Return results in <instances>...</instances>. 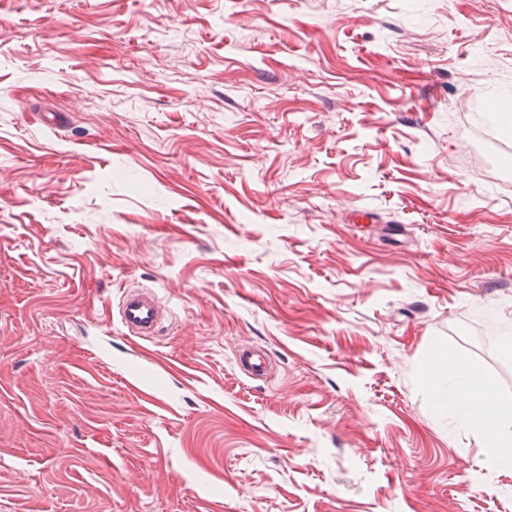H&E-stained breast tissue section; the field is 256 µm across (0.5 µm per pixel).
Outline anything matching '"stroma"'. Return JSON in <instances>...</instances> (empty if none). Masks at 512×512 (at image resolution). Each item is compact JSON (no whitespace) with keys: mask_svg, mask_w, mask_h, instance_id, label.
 <instances>
[{"mask_svg":"<svg viewBox=\"0 0 512 512\" xmlns=\"http://www.w3.org/2000/svg\"><path fill=\"white\" fill-rule=\"evenodd\" d=\"M510 95L512 0H0V512H512ZM118 313L128 334L144 339L154 338L166 320L155 296L143 290L124 292ZM238 359L252 378H266L270 373V359L264 350L243 348L238 353ZM434 408L451 412L461 429L479 434L488 467L512 472V432L500 424L506 409L480 372L464 365L450 349L435 348L424 368Z\"/></svg>","mask_w":512,"mask_h":512,"instance_id":"stroma-1","label":"stroma"}]
</instances>
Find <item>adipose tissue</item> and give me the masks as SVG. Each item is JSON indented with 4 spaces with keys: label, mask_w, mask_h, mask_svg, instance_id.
Instances as JSON below:
<instances>
[{
    "label": "adipose tissue",
    "mask_w": 512,
    "mask_h": 512,
    "mask_svg": "<svg viewBox=\"0 0 512 512\" xmlns=\"http://www.w3.org/2000/svg\"><path fill=\"white\" fill-rule=\"evenodd\" d=\"M433 405L452 413L461 429L479 434L488 467L512 472V432L500 424L504 404L487 387L480 372L464 365L451 350L434 349L424 368Z\"/></svg>",
    "instance_id": "obj_1"
}]
</instances>
